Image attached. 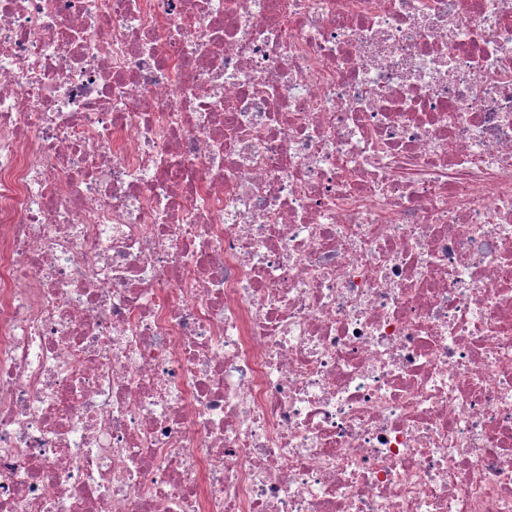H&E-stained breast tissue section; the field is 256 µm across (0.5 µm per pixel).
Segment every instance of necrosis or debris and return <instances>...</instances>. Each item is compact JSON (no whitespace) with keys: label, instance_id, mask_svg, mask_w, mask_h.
Returning <instances> with one entry per match:
<instances>
[{"label":"necrosis or debris","instance_id":"4bbe7bcc","mask_svg":"<svg viewBox=\"0 0 512 512\" xmlns=\"http://www.w3.org/2000/svg\"><path fill=\"white\" fill-rule=\"evenodd\" d=\"M0 512H512V0H0Z\"/></svg>","mask_w":512,"mask_h":512}]
</instances>
